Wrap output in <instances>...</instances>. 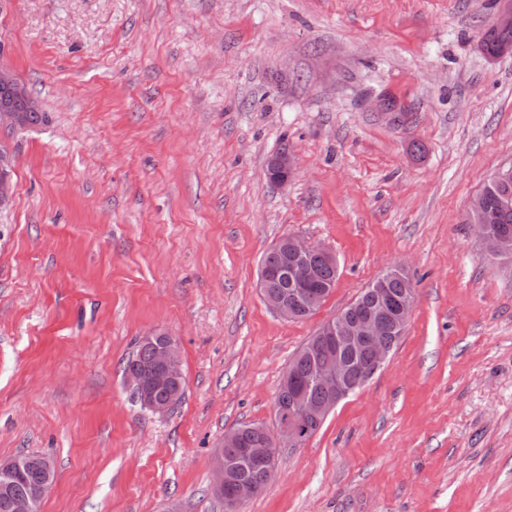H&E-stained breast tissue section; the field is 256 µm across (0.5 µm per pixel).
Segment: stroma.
<instances>
[{
	"label": "stroma",
	"instance_id": "1",
	"mask_svg": "<svg viewBox=\"0 0 512 512\" xmlns=\"http://www.w3.org/2000/svg\"><path fill=\"white\" fill-rule=\"evenodd\" d=\"M492 0H0V65L46 119L5 133L0 460L50 457L40 512H224L212 451L275 428L293 355L383 270L417 284L382 369L240 512H512V260L466 213L512 162V54ZM291 150L297 172L268 181ZM332 250L286 320L260 260ZM162 329L184 396L142 408L124 365ZM494 19L489 27L494 30L485 31L484 50L486 54L498 56L503 45L512 44V1L511 0H495ZM12 166V153L8 146L0 150V209L10 205L14 195V183L8 169ZM297 171V161L291 151H284L273 156L267 166L268 179L277 184L284 185Z\"/></svg>",
	"mask_w": 512,
	"mask_h": 512
}]
</instances>
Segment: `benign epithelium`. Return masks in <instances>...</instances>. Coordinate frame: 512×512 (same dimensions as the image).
Segmentation results:
<instances>
[{
  "label": "benign epithelium",
  "instance_id": "7a95c632",
  "mask_svg": "<svg viewBox=\"0 0 512 512\" xmlns=\"http://www.w3.org/2000/svg\"><path fill=\"white\" fill-rule=\"evenodd\" d=\"M491 27L499 31L512 30V0H495V16ZM22 99L25 108L14 105V101ZM40 102L27 90L17 74L7 68L0 67V132H12L26 128L25 113L40 111ZM12 166V153L9 147L0 150V209L10 205L14 195V183L8 169ZM297 171L295 155L284 151L273 156L267 166L268 179L283 185ZM467 223L477 227L478 236L484 244L487 255L491 257H509L512 255V238L507 236L490 237L487 233L488 224L492 223V215L473 200L466 216ZM277 245L288 255V281L291 295L308 299L307 309L311 310L320 299L308 297L307 259L313 253H320L336 260V256L327 248L310 244L297 236L287 235ZM273 275L266 269L260 270L259 288L267 306L284 319L297 316V308L285 294L271 288ZM375 309L360 317L340 314L323 324L315 333V339L320 342H336V345L362 344L374 349L377 365H382L387 359L389 348L382 338L390 332L405 333L407 324L414 310L416 298L408 295L396 300L388 289H375ZM165 337V344L157 351V380L178 381L182 378L179 341L174 336L167 335L161 330H153L145 334L143 340L150 341L154 337ZM351 366L339 354H330L319 365L316 372L321 386L331 392L330 398L319 406L307 408V413L316 419H327L336 406L349 397L354 387L348 385ZM126 380L133 392L156 414L164 415L170 411V406L151 400L150 390L154 380L138 369L126 373ZM305 433L302 431L301 415L294 414L279 417L278 427L273 432L266 433V444L262 454V463L267 472L275 471L279 449L283 447L296 448L303 442ZM214 479L212 488L218 495L224 493V479L230 469L229 461L224 456V448L215 449L213 454ZM21 469L17 459L0 460V488H5L15 481ZM257 493L256 486L247 479H241L225 505L227 512H237L238 506Z\"/></svg>",
  "mask_w": 512,
  "mask_h": 512
}]
</instances>
